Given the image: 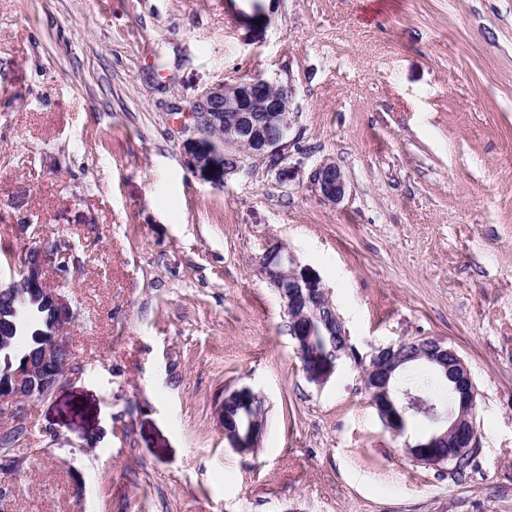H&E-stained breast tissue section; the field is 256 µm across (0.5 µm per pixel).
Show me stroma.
Segmentation results:
<instances>
[{
  "instance_id": "1",
  "label": "stroma",
  "mask_w": 512,
  "mask_h": 512,
  "mask_svg": "<svg viewBox=\"0 0 512 512\" xmlns=\"http://www.w3.org/2000/svg\"><path fill=\"white\" fill-rule=\"evenodd\" d=\"M0 0V277L32 243L76 313L61 383L0 450V512H512V0ZM243 75L293 88L288 181L196 170L179 114ZM336 163L344 199L312 175ZM361 355L452 346L477 387L467 471L393 436L362 370L310 383L270 243ZM265 399L259 448L225 392ZM313 182L321 198L332 205L340 203L346 193V181L340 168L333 162H322L313 172ZM265 418L249 417L244 431L238 425L224 417V437L231 448L241 453L253 451L258 445L264 431Z\"/></svg>"
}]
</instances>
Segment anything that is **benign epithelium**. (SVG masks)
I'll return each instance as SVG.
<instances>
[{"label":"benign epithelium","instance_id":"7a95c632","mask_svg":"<svg viewBox=\"0 0 512 512\" xmlns=\"http://www.w3.org/2000/svg\"><path fill=\"white\" fill-rule=\"evenodd\" d=\"M293 89L274 85L259 76L224 81L203 91L185 112L189 137L184 148L190 163L201 170L219 169L224 175L246 167L248 160H268L279 179H288L287 147L291 129ZM313 182L321 198L332 205L340 203L346 193V181L333 162H322L313 172ZM261 274L278 292L289 320L294 349L306 378L324 383L336 370V357H322L312 350L311 337L326 332L341 337V354L363 364L365 390L386 428L401 434L405 425L402 412L423 411L414 399L398 405L391 379L403 363L402 347L415 345L420 356L448 373L454 406L448 413L446 431L434 430L417 442L411 457L422 464L437 466L445 461L468 455L479 447L476 424L477 388L471 371L454 348L435 339L400 341L380 347L369 363H363L349 336L338 321L328 293L317 274L299 266L280 243L271 244L259 260ZM63 271L65 256L57 248L30 247L20 261L19 275L0 281V348L12 340L10 333L25 312L27 298L39 296L51 304L56 325L48 344L26 355L16 368L0 367V413H9L16 425L25 422L27 403L36 395L49 393L62 380L70 360L63 341V330L75 319L69 299L48 285L47 269ZM265 419L250 417L244 430L224 420V438L241 453L254 450L264 431ZM407 445V448L414 447ZM448 448L443 459L437 448Z\"/></svg>","mask_w":512,"mask_h":512}]
</instances>
